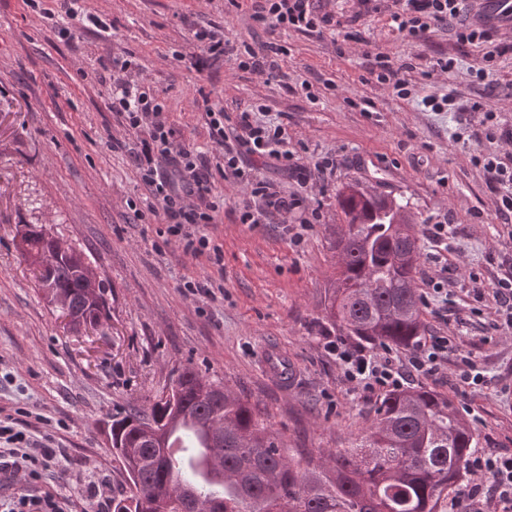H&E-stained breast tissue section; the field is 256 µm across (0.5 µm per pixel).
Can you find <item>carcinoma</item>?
Wrapping results in <instances>:
<instances>
[{
    "mask_svg": "<svg viewBox=\"0 0 512 512\" xmlns=\"http://www.w3.org/2000/svg\"><path fill=\"white\" fill-rule=\"evenodd\" d=\"M340 204L347 218L336 236L345 253L344 287L332 284L327 319L373 345L413 346L422 315L412 287L418 239L400 237L382 217L387 202L374 196L343 193ZM19 251L34 266L38 287L49 281L69 299V315L98 324L107 317L105 289L94 302L84 293L79 253L49 260L51 239L32 225ZM172 389L150 414L112 420V448L133 488L131 498L112 499L113 512H158L156 497L171 489L190 493L183 512H194L200 500L208 512H436L477 447L452 402L424 389L389 394L359 447L319 457L290 453L259 410L191 367ZM177 429L186 453L174 457L168 438ZM193 479L196 492L185 487Z\"/></svg>",
    "mask_w": 512,
    "mask_h": 512,
    "instance_id": "1",
    "label": "carcinoma"
}]
</instances>
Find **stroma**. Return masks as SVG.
I'll list each match as a JSON object with an SVG mask.
<instances>
[{"label":"stroma","instance_id":"1","mask_svg":"<svg viewBox=\"0 0 512 512\" xmlns=\"http://www.w3.org/2000/svg\"><path fill=\"white\" fill-rule=\"evenodd\" d=\"M102 27L57 13L46 20L22 0H0V420L13 418L31 435L50 436L67 452L65 472L47 483L69 501L68 512H91L72 476L101 474L116 497L130 495L112 449L113 419L149 411L178 371L192 366L262 412L289 448L330 454L358 444L372 425L379 397L351 392L324 344L338 328L326 318V290L336 279L338 203L348 186L388 198L421 234L450 227L447 248L423 239L415 277L448 278V309L423 311V335L448 337L452 349L440 374L415 388L448 397L480 447L512 448V334L496 330L490 289L512 273V222L496 213V195L473 162L487 141L454 140L477 129L473 102L512 124V35L509 49L483 80L470 66L482 53L458 42L447 27L413 37L393 30L389 15L368 9L351 17V0H334L341 17L313 33L274 30L255 22L250 4L228 0H82ZM223 29L233 45L266 41L286 48L279 64L287 81L239 69L232 57L211 58L193 31ZM412 63L411 95L371 80L376 54ZM131 60L163 100L178 141L216 156L205 107L223 108L226 131L257 102L288 133V147L309 163L335 159L336 171L301 184L277 161L253 176L300 192L303 211L319 216L292 244L300 212L268 224H243L248 186L211 177L223 201L210 234L223 260L186 255L166 226L134 165L135 135L109 106L113 56ZM457 59L438 75V59ZM311 93L300 89L302 81ZM452 96L455 112H426L424 96ZM45 228L79 251L97 272L109 316L93 329H69L50 306L15 248L26 226ZM212 279L214 296L191 294L185 283ZM285 352L290 384L262 364L265 348ZM491 379L483 389L458 384L462 358Z\"/></svg>","mask_w":512,"mask_h":512}]
</instances>
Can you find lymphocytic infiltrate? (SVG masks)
Returning <instances> with one entry per match:
<instances>
[{
    "instance_id": "obj_1",
    "label": "lymphocytic infiltrate",
    "mask_w": 512,
    "mask_h": 512,
    "mask_svg": "<svg viewBox=\"0 0 512 512\" xmlns=\"http://www.w3.org/2000/svg\"><path fill=\"white\" fill-rule=\"evenodd\" d=\"M250 2L253 19L276 28L307 33L333 20L320 0ZM387 10L397 31L417 36L432 24L442 23L458 41L485 46L483 65L476 69V79L484 78L501 53L500 47L491 44L490 27L479 20L465 19V0H390ZM194 36L212 56L231 55L238 58L242 69L271 78L281 75L275 58L283 48L277 43L256 48L247 45L239 50L226 42L216 28H196ZM110 107L139 137L140 149L135 155L139 177L161 209L168 235L175 237L186 253L221 263L222 251L208 233L221 208L220 201L212 196L210 158L176 140L164 105L142 86L129 61L118 57L112 60ZM206 117L208 135L222 151L220 172L224 177L247 181L245 164L254 165L268 158L280 161L288 173L298 171L293 152L286 148L282 126L255 122L250 113L243 112L238 117L237 132L231 136L224 130L223 108L207 107ZM474 160L497 196L498 212L511 216L512 155L482 151ZM251 195L253 202L240 212V223L262 224L274 215L293 212L303 202L300 195L284 194L266 181L253 182ZM448 346L447 337L423 336L406 355L381 354L341 338L328 342L326 348L335 355L351 391L367 396L400 390L418 376L437 375L448 358ZM66 457L65 449L37 443L11 421L1 420L0 476L22 480L23 490L1 497L0 512H64L60 498L42 490L40 481L45 471L63 467ZM466 468L477 478L467 492L469 512H512L511 449H475Z\"/></svg>"
}]
</instances>
